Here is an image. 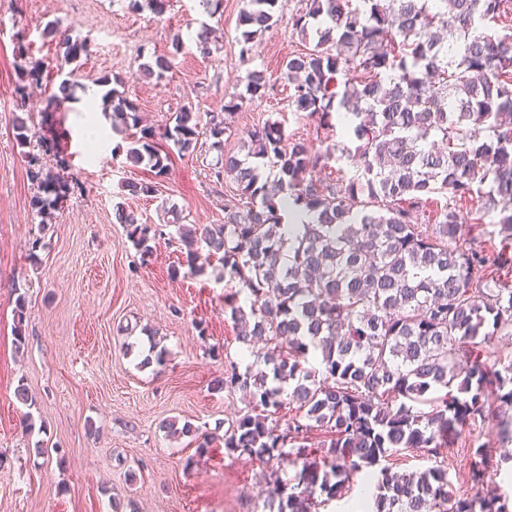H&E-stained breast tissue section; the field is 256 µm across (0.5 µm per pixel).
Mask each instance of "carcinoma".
I'll return each instance as SVG.
<instances>
[{
    "mask_svg": "<svg viewBox=\"0 0 512 512\" xmlns=\"http://www.w3.org/2000/svg\"><path fill=\"white\" fill-rule=\"evenodd\" d=\"M169 0H128L163 15ZM278 0H243L240 58L278 22ZM512 0H305L292 29L310 41L282 64L289 99L317 119L320 147L286 136L281 121L250 132L240 158L224 153V119L200 126L184 105L162 137L192 153L200 136L217 152L214 176L236 185L222 224H142L116 207L118 223L146 263L153 242L175 227L189 273L214 259L235 287L226 297L236 339L253 360L225 363L214 388L248 396L247 411L202 435L185 422L164 428L204 449L220 437L230 454L269 464L302 461L295 483L271 471L263 490L268 512H319L347 494L354 476L379 468L370 512H512L496 491L453 498L448 450L483 414L487 392L512 411V360L487 362L486 347L512 325V282L474 273L488 260L460 241L455 202H477L475 223L490 218L512 239ZM58 71L89 55L85 39L63 37ZM171 59L155 55L143 70L160 79ZM265 71H246L244 92L224 104L239 111L265 89ZM81 88L68 72L50 101L56 111ZM102 112L121 133L141 122L136 105L115 89ZM126 159L155 174L169 152L143 129ZM353 170L345 172L343 164ZM336 176L317 179V168ZM34 202L43 213L61 205L69 187L39 178ZM446 194L431 231L418 223L428 195ZM246 295L247 305L237 303ZM25 298L16 299L15 347L25 350ZM428 405L424 411L421 406ZM288 409V427L280 430ZM325 434L308 443L312 429ZM224 434H219V431ZM417 449L434 464L409 473L381 466ZM470 480L499 466L478 447Z\"/></svg>",
    "mask_w": 512,
    "mask_h": 512,
    "instance_id": "obj_1",
    "label": "carcinoma"
}]
</instances>
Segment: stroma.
<instances>
[{
    "mask_svg": "<svg viewBox=\"0 0 512 512\" xmlns=\"http://www.w3.org/2000/svg\"><path fill=\"white\" fill-rule=\"evenodd\" d=\"M242 6L223 0L210 16L197 0H170L158 17L129 10L125 0H0V512H264L265 465L226 455L220 442L198 452L161 427L188 421L210 432L246 409L240 391L211 388L225 359L249 360L224 304L220 263L200 276L171 278V268L186 266L183 246L158 240L152 260L141 264L114 217L121 206L141 223L159 224L164 206L172 205L187 224H220L235 185L213 181L209 139L192 153L171 151L169 170L158 177L125 159L139 130L110 131L85 96L65 111H48L50 90L60 81L56 48L37 31L56 20L72 38L90 40V56L74 64L79 83L122 78L121 92L155 133L186 104L203 117L222 112L243 91L247 68L257 66L266 69L269 87L229 120L225 151L242 153L248 131L270 118L287 135L315 142V117L296 111L280 79L284 59L303 47L290 22L300 0H279L277 25L256 40L246 63L237 44ZM204 24L213 31L205 55L194 43ZM21 35L32 43L29 61L43 66L40 85L22 93ZM153 54L172 58L163 77L140 72ZM21 111L36 134L59 132L53 148L33 149L43 172L70 186L62 207L44 216L33 205L38 184L14 138L13 118ZM128 181L155 183L158 192L128 195ZM37 237L43 246L34 252ZM20 295L27 305L22 352L14 347ZM154 341L166 349L164 366L143 363ZM21 382L32 405L15 397ZM496 406L495 394H487L486 413L448 452L454 497L477 491L468 479L474 448L512 457V440L498 438ZM38 444L43 454H35Z\"/></svg>",
    "mask_w": 512,
    "mask_h": 512,
    "instance_id": "1",
    "label": "stroma"
}]
</instances>
